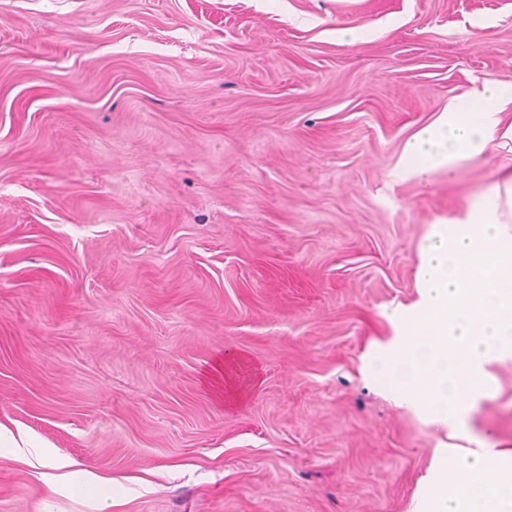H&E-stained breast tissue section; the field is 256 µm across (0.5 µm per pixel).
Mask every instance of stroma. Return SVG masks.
<instances>
[{"label":"stroma","mask_w":512,"mask_h":512,"mask_svg":"<svg viewBox=\"0 0 512 512\" xmlns=\"http://www.w3.org/2000/svg\"><path fill=\"white\" fill-rule=\"evenodd\" d=\"M494 78L512 0H0V423L96 475L0 451V512H412L446 432L370 358L497 161L392 172ZM490 372L468 433L512 448ZM241 363V358L232 354L217 360L214 369L208 370L206 374V384L219 401L224 402V377L228 367L236 366ZM0 446L15 448L19 459L47 469L40 472L39 477L56 490H65L71 484L91 477L87 471L76 468L74 461L59 458L50 449L52 446L22 428L17 427L14 432L0 425Z\"/></svg>","instance_id":"1"}]
</instances>
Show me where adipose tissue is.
Here are the masks:
<instances>
[{"label":"adipose tissue","instance_id":"obj_1","mask_svg":"<svg viewBox=\"0 0 512 512\" xmlns=\"http://www.w3.org/2000/svg\"><path fill=\"white\" fill-rule=\"evenodd\" d=\"M500 151L512 154V81L487 79L450 98L406 141L396 176L425 183ZM417 280L419 299L395 313L399 339L378 353L373 371L460 437L463 408L485 387L489 365L512 355V170L431 224ZM0 446L41 467V480L54 489L89 477L24 429L0 426ZM436 455L427 512H512V452L481 445Z\"/></svg>","mask_w":512,"mask_h":512}]
</instances>
